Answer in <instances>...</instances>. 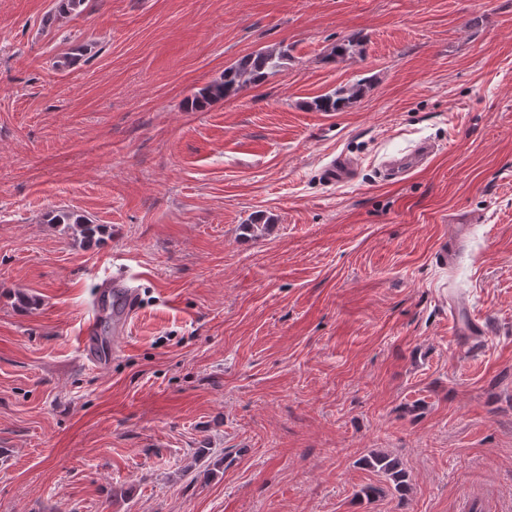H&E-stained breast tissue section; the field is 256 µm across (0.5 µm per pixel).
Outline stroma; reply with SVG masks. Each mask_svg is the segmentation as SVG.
Returning a JSON list of instances; mask_svg holds the SVG:
<instances>
[{"instance_id": "obj_1", "label": "stroma", "mask_w": 512, "mask_h": 512, "mask_svg": "<svg viewBox=\"0 0 512 512\" xmlns=\"http://www.w3.org/2000/svg\"><path fill=\"white\" fill-rule=\"evenodd\" d=\"M53 6L0 0V512H512V0ZM267 48L290 58L263 85L186 108ZM342 152L357 175L327 184ZM116 266L142 305L95 368L79 336ZM374 453L405 494L358 499ZM364 85L356 83L348 87H339L332 93L316 97L311 107L317 112H340L361 96ZM434 147L428 142H423L404 154L392 155L380 162V169L383 178H390L399 181L408 175L412 170L427 162ZM465 309L464 301L456 298L450 303L449 316L454 336L468 349H472L483 343L487 330L478 319L472 316L468 317ZM362 464L369 469L377 470L385 474L388 479L394 483V489L397 492H403L406 489V472L401 468L399 460L383 454H376L362 459Z\"/></svg>"}]
</instances>
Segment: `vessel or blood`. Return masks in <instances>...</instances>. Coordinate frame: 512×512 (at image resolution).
<instances>
[{
	"instance_id": "obj_1",
	"label": "vessel or blood",
	"mask_w": 512,
	"mask_h": 512,
	"mask_svg": "<svg viewBox=\"0 0 512 512\" xmlns=\"http://www.w3.org/2000/svg\"><path fill=\"white\" fill-rule=\"evenodd\" d=\"M434 151L432 144L423 142L404 154L385 158L380 163L383 177L398 181L412 170L427 162ZM358 163L352 156L342 153L334 156L321 170L322 179L329 184H344L352 180ZM97 307H111L112 334H99L98 320H89L80 336V352L83 361L94 367L109 363L111 356L126 342L131 324L139 312V290L132 277L125 271H116L105 277L95 294ZM463 300H452L449 316L458 341L467 348L482 344L487 334L485 326L475 317L466 315Z\"/></svg>"
}]
</instances>
